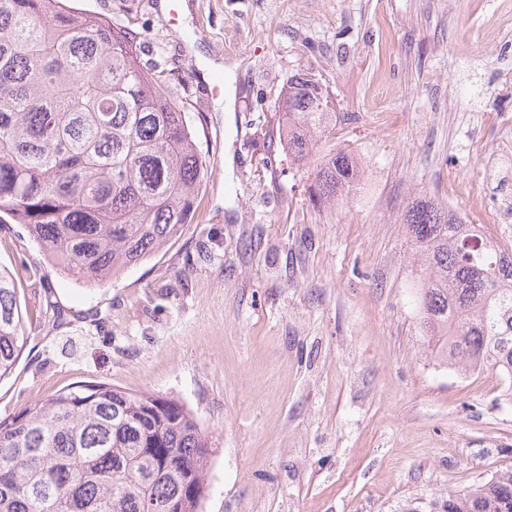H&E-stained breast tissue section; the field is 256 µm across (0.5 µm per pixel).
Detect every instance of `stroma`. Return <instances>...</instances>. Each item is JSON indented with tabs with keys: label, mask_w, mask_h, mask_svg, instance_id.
<instances>
[{
	"label": "stroma",
	"mask_w": 512,
	"mask_h": 512,
	"mask_svg": "<svg viewBox=\"0 0 512 512\" xmlns=\"http://www.w3.org/2000/svg\"><path fill=\"white\" fill-rule=\"evenodd\" d=\"M136 41L192 125L200 203L178 241L97 285L0 222L29 335L0 418L80 382L185 404L215 448L201 512H431L512 470L497 376L439 365L402 217L435 199L512 244V0H71ZM222 67L232 105L209 96ZM332 95L318 144L364 176L313 206L279 138L288 77Z\"/></svg>",
	"instance_id": "35a3bbf8"
}]
</instances>
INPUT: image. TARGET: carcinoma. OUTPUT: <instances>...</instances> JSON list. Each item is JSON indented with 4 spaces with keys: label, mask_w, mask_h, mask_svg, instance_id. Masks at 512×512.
I'll use <instances>...</instances> for the list:
<instances>
[{
    "label": "carcinoma",
    "mask_w": 512,
    "mask_h": 512,
    "mask_svg": "<svg viewBox=\"0 0 512 512\" xmlns=\"http://www.w3.org/2000/svg\"><path fill=\"white\" fill-rule=\"evenodd\" d=\"M163 72L103 18L66 0H0V217L86 285L177 240L204 173ZM280 139L309 163L336 109L309 76L288 78ZM362 166L338 150L316 164L309 200L334 205ZM403 224L416 248L418 325L434 358L498 375L512 392V248L433 200ZM28 336L12 273L0 267V381ZM212 438L181 402L81 382L0 419V512H199ZM195 484L192 495L185 482ZM442 512H512V470L448 491Z\"/></svg>",
    "instance_id": "cac0c4a2"
}]
</instances>
